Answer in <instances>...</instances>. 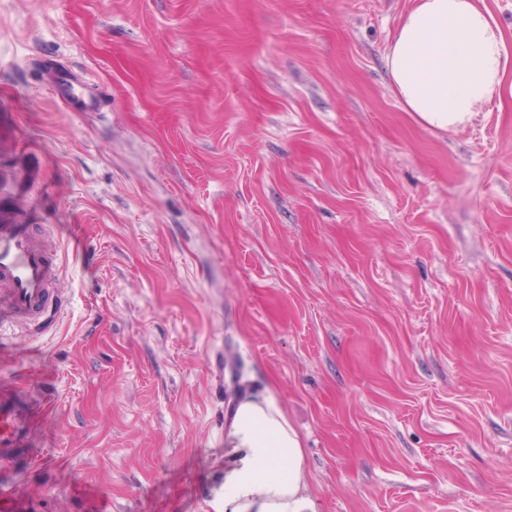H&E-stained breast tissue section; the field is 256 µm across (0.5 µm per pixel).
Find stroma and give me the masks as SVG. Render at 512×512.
Returning <instances> with one entry per match:
<instances>
[{
  "label": "stroma",
  "mask_w": 512,
  "mask_h": 512,
  "mask_svg": "<svg viewBox=\"0 0 512 512\" xmlns=\"http://www.w3.org/2000/svg\"><path fill=\"white\" fill-rule=\"evenodd\" d=\"M477 3L510 90L442 133L385 66L412 0H0V214L89 242L0 329L50 408L15 512H205L240 388L322 512H512V0ZM58 103L70 112H92L98 107V99L71 71L57 70L53 79Z\"/></svg>",
  "instance_id": "35a3bbf8"
}]
</instances>
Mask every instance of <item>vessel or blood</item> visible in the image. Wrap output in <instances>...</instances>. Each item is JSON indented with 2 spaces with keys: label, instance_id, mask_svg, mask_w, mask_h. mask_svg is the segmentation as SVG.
I'll use <instances>...</instances> for the list:
<instances>
[{
  "label": "vessel or blood",
  "instance_id": "b4317fda",
  "mask_svg": "<svg viewBox=\"0 0 512 512\" xmlns=\"http://www.w3.org/2000/svg\"><path fill=\"white\" fill-rule=\"evenodd\" d=\"M52 84L58 103L70 112H91L97 98L72 72L56 71ZM59 246L33 225L0 216V323L32 329L61 307ZM33 417L8 392L0 391V460L18 459L26 448Z\"/></svg>",
  "mask_w": 512,
  "mask_h": 512
}]
</instances>
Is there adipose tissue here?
<instances>
[{
  "mask_svg": "<svg viewBox=\"0 0 512 512\" xmlns=\"http://www.w3.org/2000/svg\"><path fill=\"white\" fill-rule=\"evenodd\" d=\"M385 64L403 109L443 132L464 128L502 92L503 33L476 0H413ZM212 512H321L301 437L274 394L242 398L227 415L224 471Z\"/></svg>",
  "mask_w": 512,
  "mask_h": 512,
  "instance_id": "1",
  "label": "adipose tissue"
}]
</instances>
